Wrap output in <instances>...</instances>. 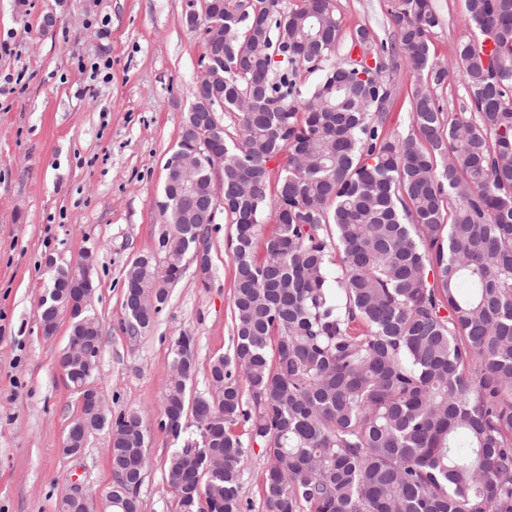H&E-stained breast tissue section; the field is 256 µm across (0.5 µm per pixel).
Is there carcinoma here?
Here are the masks:
<instances>
[{
	"label": "carcinoma",
	"mask_w": 512,
	"mask_h": 512,
	"mask_svg": "<svg viewBox=\"0 0 512 512\" xmlns=\"http://www.w3.org/2000/svg\"><path fill=\"white\" fill-rule=\"evenodd\" d=\"M467 10L474 33L455 56L469 111L446 114L433 93L448 67L431 53V0H401L397 38L358 60L336 56L333 0H188L190 30L224 28L222 42L206 30L202 56H221L224 80L200 77L194 98L236 114L241 135L227 141L190 109L171 159L196 166L199 203L164 185L169 223L125 273L133 337L186 272L172 256L204 252L210 287L215 214L203 202L221 194L236 225L233 350L212 361L211 390L193 395L196 337L173 346L181 375L161 429L178 440L197 414L211 416L167 467L180 512H241L254 442L270 459L264 512H512V0H467ZM399 52L425 77L411 94L412 133L392 138L382 129ZM284 153L263 238L268 163ZM69 272L50 270L40 320L62 304ZM87 336L102 345L100 321L75 309L67 343ZM100 428L112 433V496L139 512L125 467L146 470L142 417L124 410ZM213 458L224 467L208 468Z\"/></svg>",
	"instance_id": "1"
}]
</instances>
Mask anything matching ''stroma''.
Returning <instances> with one entry per match:
<instances>
[{
	"instance_id": "obj_1",
	"label": "stroma",
	"mask_w": 512,
	"mask_h": 512,
	"mask_svg": "<svg viewBox=\"0 0 512 512\" xmlns=\"http://www.w3.org/2000/svg\"><path fill=\"white\" fill-rule=\"evenodd\" d=\"M400 0H334L343 40L367 28L390 42ZM433 55L453 64L470 33L466 0H432ZM187 0H0V512H56L78 486L104 501L112 483L108 435L64 453L78 395L58 368L69 332L42 333L39 302L49 265L97 255L94 308L103 348L90 378L112 411L138 410L149 431L140 512H179L165 480L179 448L159 426L172 347L196 338L193 391L209 388L211 360L232 344L235 227L217 212L210 237L214 283L188 264L144 335L125 332L127 265L154 245L157 206L193 90L203 74L200 32L185 25ZM110 71H101L103 63ZM414 78L401 70L383 132H411ZM268 459L253 445L241 481L243 512H262Z\"/></svg>"
}]
</instances>
